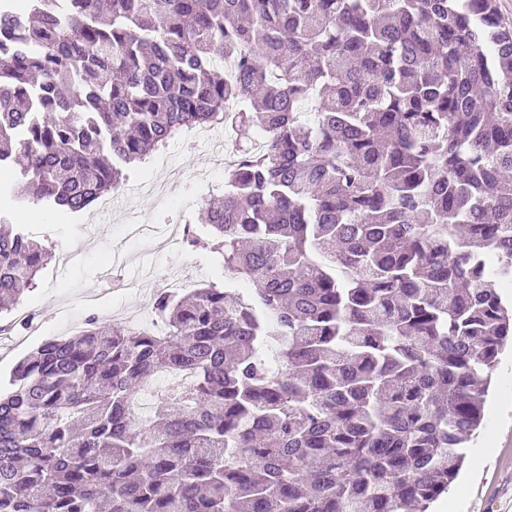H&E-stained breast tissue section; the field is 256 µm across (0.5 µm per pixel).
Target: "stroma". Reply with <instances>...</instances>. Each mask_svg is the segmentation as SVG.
<instances>
[{"label": "stroma", "instance_id": "stroma-1", "mask_svg": "<svg viewBox=\"0 0 512 512\" xmlns=\"http://www.w3.org/2000/svg\"><path fill=\"white\" fill-rule=\"evenodd\" d=\"M223 126L211 128L202 138L171 140L149 164L131 174L125 194L116 199L110 213L102 216L94 234H87L86 215L62 218L35 211L30 205L0 202L11 223L22 224L51 246L53 257L39 273L36 285L25 292L22 307L37 310V329L15 328L0 335V387L16 364L47 340L76 334L89 317L104 326L114 316H138L149 312L151 291L135 295L116 290L113 275L148 277L161 270L170 278L202 277L204 283L223 285L221 256L203 249L184 247L162 251L152 240L130 233L132 215L151 224L193 222L205 204L224 189V172L214 166L215 143L225 142ZM130 257L129 265L114 268L115 255ZM68 310L69 323L60 312ZM459 482L472 486L463 512H512V353H503L490 394L487 425L470 449Z\"/></svg>", "mask_w": 512, "mask_h": 512}]
</instances>
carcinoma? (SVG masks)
Segmentation results:
<instances>
[{"instance_id": "obj_1", "label": "carcinoma", "mask_w": 512, "mask_h": 512, "mask_svg": "<svg viewBox=\"0 0 512 512\" xmlns=\"http://www.w3.org/2000/svg\"><path fill=\"white\" fill-rule=\"evenodd\" d=\"M223 123L224 287L16 365L0 512H428L458 476L512 342L497 0H0V200L78 214ZM51 256L0 213V314Z\"/></svg>"}]
</instances>
